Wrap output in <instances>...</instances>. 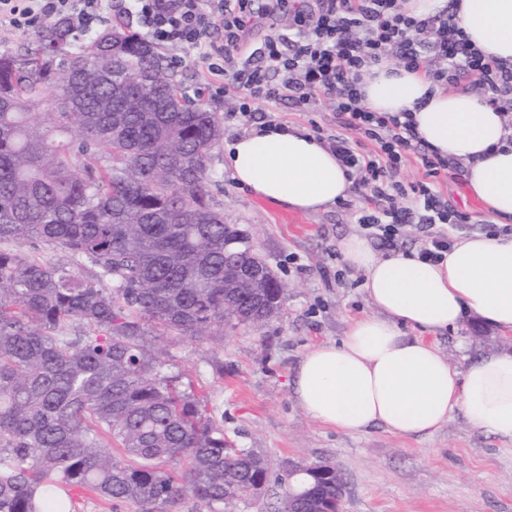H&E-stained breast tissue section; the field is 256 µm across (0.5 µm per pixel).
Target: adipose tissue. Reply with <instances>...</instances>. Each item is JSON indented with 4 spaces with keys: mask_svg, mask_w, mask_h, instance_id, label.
Returning a JSON list of instances; mask_svg holds the SVG:
<instances>
[{
    "mask_svg": "<svg viewBox=\"0 0 512 512\" xmlns=\"http://www.w3.org/2000/svg\"><path fill=\"white\" fill-rule=\"evenodd\" d=\"M455 22L485 55L512 64V0H457ZM359 88L373 111H411L426 144L466 163L468 191L488 218L512 221V134L499 110L476 93L388 64L373 67ZM227 161L238 184L294 211H317L352 192L335 153L298 127L250 128L229 145ZM339 251L362 274L375 312L301 358L292 386L303 409L344 431L382 426L410 438L459 413L482 432L512 439V353L483 354L460 372L426 339L468 312L512 332V235L465 237L438 263L397 251L376 257L356 235Z\"/></svg>",
    "mask_w": 512,
    "mask_h": 512,
    "instance_id": "adipose-tissue-1",
    "label": "adipose tissue"
}]
</instances>
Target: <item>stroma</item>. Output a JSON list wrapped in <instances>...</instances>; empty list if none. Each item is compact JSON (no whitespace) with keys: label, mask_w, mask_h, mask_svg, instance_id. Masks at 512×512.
Listing matches in <instances>:
<instances>
[{"label":"stroma","mask_w":512,"mask_h":512,"mask_svg":"<svg viewBox=\"0 0 512 512\" xmlns=\"http://www.w3.org/2000/svg\"><path fill=\"white\" fill-rule=\"evenodd\" d=\"M178 48L173 68L186 94L203 97L223 129L222 145L209 163L212 202L227 223L248 233L285 290L278 317L259 328L227 326L221 336L197 342L155 331L165 372L178 376L181 388L193 389L226 439L265 455L273 475L285 474L292 464L335 465L345 477L341 512H512V441L474 429L462 415L432 435L409 438L381 427L331 428L298 404L291 383L301 357L315 344L339 341L352 318L374 311L338 250L345 237L362 235L357 210L366 201L354 192L352 207L297 212L235 183L224 157L225 145L243 131L228 117L235 102L209 94V74L197 50L186 42ZM276 119L305 130L336 128L326 98L311 112L282 101ZM465 174V167H457L441 191L449 204L469 213L472 232L481 233L485 215L468 192ZM431 340L459 370L491 351L512 353V333L474 315Z\"/></svg>","instance_id":"1"}]
</instances>
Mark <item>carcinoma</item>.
Returning a JSON list of instances; mask_svg holds the SVG:
<instances>
[{
  "label": "carcinoma",
  "mask_w": 512,
  "mask_h": 512,
  "mask_svg": "<svg viewBox=\"0 0 512 512\" xmlns=\"http://www.w3.org/2000/svg\"><path fill=\"white\" fill-rule=\"evenodd\" d=\"M105 61L152 73L151 91L101 79ZM222 135L124 22L84 45L60 20L35 50L0 53V241L79 262L0 250V512H74L76 485L145 512H178L187 494L224 512L270 474L146 348L153 329L204 340L281 307L272 269L260 287L245 276L263 257L206 189ZM343 491L319 480L315 503ZM0 248H9L14 251L26 253L35 261L44 264L63 262L67 259L66 254L55 247L48 245L33 247L29 242L24 240L2 243L0 244Z\"/></svg>",
  "instance_id": "carcinoma-1"
}]
</instances>
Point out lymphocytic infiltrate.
<instances>
[{"label":"lymphocytic infiltrate","instance_id":"lymphocytic-infiltrate-1","mask_svg":"<svg viewBox=\"0 0 512 512\" xmlns=\"http://www.w3.org/2000/svg\"><path fill=\"white\" fill-rule=\"evenodd\" d=\"M275 2L278 10L293 12L295 34L266 38L255 64L239 59L251 29L250 0H178L172 10L162 0H138V8L156 42L185 41L197 49L220 77L221 90L234 95V119L253 121L259 100L271 107L290 99L306 112L318 95L329 96L336 115L330 148L355 189L383 204L379 211L362 210L360 226L388 251L400 250L406 229H416L422 234L419 258L443 259L471 221L440 192L448 159L422 141L412 112L367 108L358 83L383 63L422 71L442 87L470 76L512 131V65L475 48L456 28L450 4L418 18L405 9V0H307L301 8L294 0ZM97 5L98 0H0V27L25 32L60 16L86 27ZM218 29L224 32L219 46L212 40ZM411 155L423 170L415 181L401 176Z\"/></svg>","mask_w":512,"mask_h":512}]
</instances>
